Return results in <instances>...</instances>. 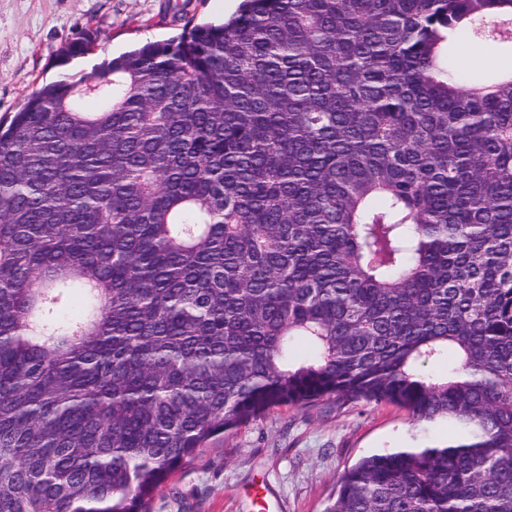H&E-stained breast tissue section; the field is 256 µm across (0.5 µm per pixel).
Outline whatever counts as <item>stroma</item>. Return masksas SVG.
I'll return each mask as SVG.
<instances>
[{
    "label": "stroma",
    "instance_id": "obj_1",
    "mask_svg": "<svg viewBox=\"0 0 512 512\" xmlns=\"http://www.w3.org/2000/svg\"><path fill=\"white\" fill-rule=\"evenodd\" d=\"M236 8L235 0H0V119L62 73L91 72L103 59ZM89 32L97 35L93 50L62 63L67 46ZM457 65L484 80L512 72V47L468 42ZM447 439L438 428L415 432L407 410L388 403L331 397L280 406L210 442L169 477L148 512H253L256 493L280 512H323L363 455Z\"/></svg>",
    "mask_w": 512,
    "mask_h": 512
}]
</instances>
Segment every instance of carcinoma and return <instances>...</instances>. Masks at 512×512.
<instances>
[{
    "label": "carcinoma",
    "instance_id": "obj_1",
    "mask_svg": "<svg viewBox=\"0 0 512 512\" xmlns=\"http://www.w3.org/2000/svg\"><path fill=\"white\" fill-rule=\"evenodd\" d=\"M465 39L512 0H241L0 125V512H144L323 397L453 432L324 512H512V75ZM463 74L479 72V80L491 79L499 74L512 72V50L506 44L491 42H466L463 54L457 57Z\"/></svg>",
    "mask_w": 512,
    "mask_h": 512
}]
</instances>
